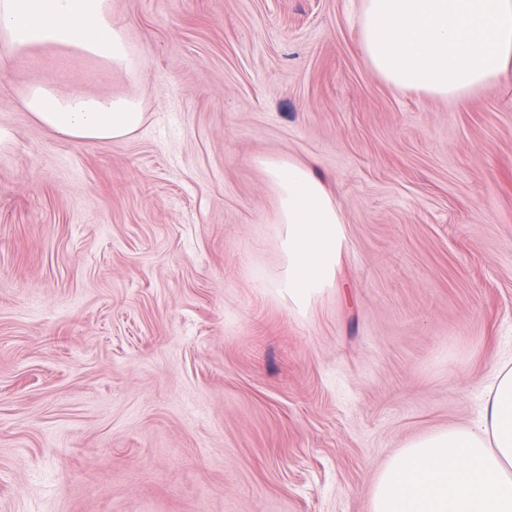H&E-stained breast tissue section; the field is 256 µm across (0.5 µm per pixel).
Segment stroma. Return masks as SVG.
<instances>
[{"label":"stroma","instance_id":"stroma-1","mask_svg":"<svg viewBox=\"0 0 512 512\" xmlns=\"http://www.w3.org/2000/svg\"><path fill=\"white\" fill-rule=\"evenodd\" d=\"M359 0H112L145 120L63 139L0 74V512H371L512 359V78L449 102L365 61ZM321 175L346 291L306 314L262 162Z\"/></svg>","mask_w":512,"mask_h":512}]
</instances>
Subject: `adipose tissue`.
Instances as JSON below:
<instances>
[{
    "label": "adipose tissue",
    "mask_w": 512,
    "mask_h": 512,
    "mask_svg": "<svg viewBox=\"0 0 512 512\" xmlns=\"http://www.w3.org/2000/svg\"><path fill=\"white\" fill-rule=\"evenodd\" d=\"M358 29L367 63L398 92L461 101L512 75V0H362ZM45 48L64 62L81 55L138 72L110 0H0V72ZM21 102L74 141L120 140L145 118L132 97L62 93L47 79L27 86ZM263 166L278 197L282 268L272 288L303 315L318 295L345 286L340 207L309 168L273 158ZM371 512H512V362L493 366L475 423L413 439L386 465Z\"/></svg>",
    "instance_id": "adipose-tissue-1"
}]
</instances>
